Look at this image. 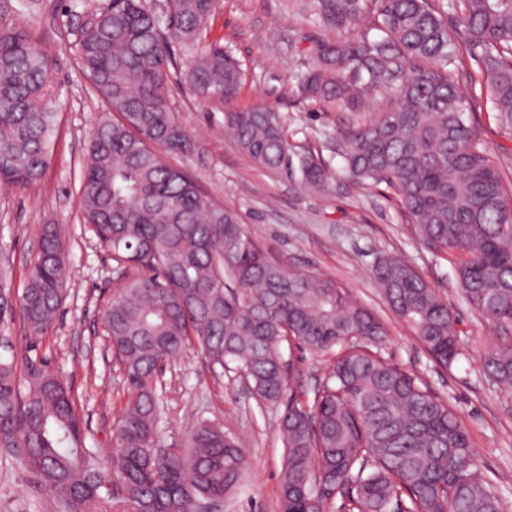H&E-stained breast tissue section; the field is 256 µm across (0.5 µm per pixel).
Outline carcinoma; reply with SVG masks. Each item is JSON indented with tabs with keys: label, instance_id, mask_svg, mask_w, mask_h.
<instances>
[{
	"label": "carcinoma",
	"instance_id": "1",
	"mask_svg": "<svg viewBox=\"0 0 512 512\" xmlns=\"http://www.w3.org/2000/svg\"><path fill=\"white\" fill-rule=\"evenodd\" d=\"M319 27L339 34L304 49L296 76L303 98L354 118L336 130L342 172L352 184L384 183L427 241L460 253L455 275L485 320L512 330V185L468 123L476 92L461 89L462 54L480 58L499 120L512 127V0H289ZM98 0L74 31L81 70L104 103L89 142L81 207L85 224L117 264L135 269L103 320L130 389L114 427V467L102 465L70 389L46 368L27 385L14 360L0 359V447L26 466L65 512H197L239 484L246 454L224 427L202 420L184 452L157 432L155 379L167 361L196 348L214 366L244 370L252 394L280 409L285 445L282 512H502L478 469L457 414L418 379L372 351L383 325L335 280L290 272L154 150L182 152L189 139L168 96L174 50L180 73L205 102L231 101L241 71L224 47L203 40L215 0ZM457 12L451 32L448 11ZM371 17L363 31L355 29ZM387 105L372 118L373 99ZM54 64L26 29L0 22V181L29 186L43 176L58 128ZM224 131L260 165L326 190L322 159L288 143L270 110L224 113ZM374 274L396 312L442 366L461 355L455 320L405 260L381 253ZM65 265L55 228H45L24 295L0 269V323L19 310L34 332L54 320ZM330 355L313 408L285 397L283 342ZM484 376L512 388V347L489 355Z\"/></svg>",
	"mask_w": 512,
	"mask_h": 512
}]
</instances>
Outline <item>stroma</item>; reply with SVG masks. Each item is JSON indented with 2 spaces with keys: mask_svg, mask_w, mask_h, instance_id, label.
<instances>
[{
  "mask_svg": "<svg viewBox=\"0 0 512 512\" xmlns=\"http://www.w3.org/2000/svg\"><path fill=\"white\" fill-rule=\"evenodd\" d=\"M9 3L11 20L39 39L54 62L60 124L38 183L16 187L0 182V258L8 262L11 288L23 293L45 225L57 226L66 281L53 324L36 336L16 313L0 326V338L11 344L19 378H26L31 360L46 361L61 373L87 425L86 444L106 463L114 451L113 423L128 390L105 333L103 310L126 272L99 246L82 217L83 162L102 106L89 91L73 48V32L97 0ZM304 26L284 0H216L207 39L235 56L243 73L241 87L231 104L208 105L171 76L172 110L192 148L165 159L216 203L236 212L249 233L288 268L336 280L374 314L386 330L381 357L417 377L455 410L504 512H512V394L482 372L485 358L512 340L499 335L464 298L454 272L457 254L420 237L386 184L349 190L335 183L324 192L309 191L253 161L224 133L227 110L265 107L283 116L290 143L320 155L331 168L341 167L335 135L350 113L326 111L302 98L293 79L306 67L293 45ZM469 120L512 178V129L500 123L486 95L474 98ZM383 252L411 264L447 302L462 351L452 367L439 366L389 306L372 273ZM283 356L291 362V394L312 403L327 371L326 357L295 346L284 349ZM156 398L166 447H181L187 431L202 420L223 425L242 441L247 467L238 487L219 500V512H281L279 412L260 405L243 378L210 367L191 349L158 371ZM0 512H62L58 499L9 448H0Z\"/></svg>",
  "mask_w": 512,
  "mask_h": 512,
  "instance_id": "obj_1",
  "label": "stroma"
}]
</instances>
